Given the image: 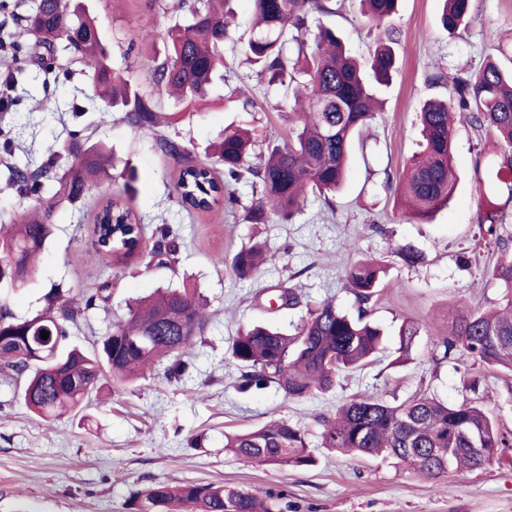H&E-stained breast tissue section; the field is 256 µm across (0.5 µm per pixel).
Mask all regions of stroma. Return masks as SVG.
<instances>
[{
	"mask_svg": "<svg viewBox=\"0 0 512 512\" xmlns=\"http://www.w3.org/2000/svg\"><path fill=\"white\" fill-rule=\"evenodd\" d=\"M174 0H81L101 23L103 42L115 68L146 85L164 43L143 46L140 27L165 31L176 19ZM326 26L357 57H368L373 37L359 0H332ZM236 17L224 45V76L215 80L199 117L167 128L170 137L197 154L225 126L254 129L255 152L288 140V120L278 112L282 91L267 85L249 64L240 42L252 12L249 0H229ZM442 0H399L393 21L398 32L399 67L386 90L385 110L362 128L352 147L350 173L332 205L309 199L290 224H248L243 207L252 199L250 182L231 183L237 203L210 212L186 214L175 200L179 167L163 156L153 139L134 136L117 116H105L96 135L106 140L135 175L93 188L85 208H58L54 234L42 254L35 281L12 294L11 310L29 316L46 307L53 285L95 290L111 280L107 311H91L71 330L73 344L89 349L105 332L109 316L126 314L135 298L171 281L191 278L208 297L211 323L188 360L187 372L168 379L157 373L131 385L106 381L98 397L77 413L46 423L24 404L23 379L0 378V512H129L130 494L154 482H214L280 494L284 512H512V447L475 471L449 473L431 483L394 460L345 455L322 447L321 417L334 415L345 400L371 395L391 403L425 392L451 405L480 406L512 438V372L480 362L460 364L432 348L448 335L457 309L491 310L504 305L505 291L492 278L498 236L487 233L470 189L497 159L468 121L454 131L458 190L433 218H412L396 203V185L406 160L421 141L418 112L433 97L447 96L446 78L480 68L499 36L512 37V0H472L468 27L451 34L440 23ZM84 76L49 84L19 81V110L36 108L39 120L20 142L18 153L41 154L53 139L83 130L68 105ZM127 190L131 206L149 228L169 225L178 237L173 266L132 262L110 267L91 258L90 217L111 192ZM264 241L278 256L252 279H238L231 266L213 264L241 246ZM408 247L420 262L406 263ZM84 261H75V253ZM383 262L386 274L367 309L384 330L376 359L343 374L327 393L303 400L276 385L241 389V371L230 355L240 327L271 324L294 334L308 308L331 300L356 314L358 304L346 282L359 259ZM295 287L301 304L274 308L268 300L282 285ZM418 330L408 351L399 331ZM282 418L304 432L314 466L283 467L236 457L224 450V435L245 432Z\"/></svg>",
	"mask_w": 512,
	"mask_h": 512,
	"instance_id": "1",
	"label": "stroma"
}]
</instances>
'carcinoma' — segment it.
I'll return each instance as SVG.
<instances>
[{"label":"carcinoma","mask_w":512,"mask_h":512,"mask_svg":"<svg viewBox=\"0 0 512 512\" xmlns=\"http://www.w3.org/2000/svg\"><path fill=\"white\" fill-rule=\"evenodd\" d=\"M228 0H181L191 15L187 25L174 24L163 34L146 26L140 40L165 42V56L154 68L155 88L143 89L112 67L101 42L98 20L81 11L73 0H31L25 13L15 15V0H0V14L12 19L27 41L11 42L16 56L34 48L64 53L65 77H87L89 100L104 113L118 112L122 122L142 137L150 136L162 153L181 164L174 186L178 205L188 213L208 212L228 197L229 181L252 179L255 196L245 208L248 224L289 223L304 211L308 197L329 200L342 187L358 129L382 111L378 88L387 85L395 70L392 48L396 30L392 20L399 0H360L362 15L376 35V48L367 63L351 54L335 32L320 24L307 41L310 14L331 12L325 0H251L253 23L243 46L259 65L268 85L284 88L283 107L292 128L288 144L267 148L260 162L250 158L252 132L224 129L213 145L212 157L224 166L216 177L212 163L195 162L191 150L163 132V128L197 115L195 106L209 96L215 76L224 69V44L229 40L224 5ZM472 0H444L442 25L450 32L471 21ZM172 99L177 112L160 110V95ZM478 130L493 134L489 145L497 157L494 178L512 192V68L491 58L478 70L458 76L446 98L427 100L420 112L421 149L405 163L397 202L421 217L440 210L453 199L458 178L454 171L451 124L456 113ZM32 112L15 113L3 131L5 183L32 200L0 220V375L25 377L26 406L45 422L84 407L101 388L104 374L116 382L146 377L159 364L169 376L186 369L182 357L205 335L210 322L208 303L198 288L184 282L157 289L129 307L126 316L110 324L93 349L70 341V328L98 308L96 292L52 288L48 305L31 317H18L7 296L37 275V260L52 234L55 210L67 204L80 207L88 193L115 167L106 143L91 137L53 141L46 157L14 159L16 142L31 124ZM486 221L497 224L499 204L485 181L471 186ZM95 255L128 264L142 254L146 225L128 207L121 193L96 208L90 226ZM151 260L164 265L177 251L172 230L162 225ZM501 256L492 274L509 295L506 310L461 311L452 335L432 339L434 349L461 363L480 361L512 371V252L502 240ZM276 255L263 245L244 246L231 257L235 275L252 278ZM384 266L370 258L346 272L359 304L357 316L342 311L332 300L321 302L293 336L277 328L256 325L238 333L232 358L245 369L241 388L273 383L291 399L301 400L332 389L339 375L368 363L380 350L383 332L368 320L369 304L382 281ZM49 337L44 339L41 332ZM321 445L360 456H381L410 467L428 480L451 471L483 467L512 442L479 407L450 405L425 392L386 403L373 397H353L332 417L322 418ZM224 450L237 457L284 467L315 463L303 431L277 419L247 431L224 434ZM135 512H282L273 496L219 483L186 481L151 483L131 497Z\"/></svg>","instance_id":"obj_1"}]
</instances>
